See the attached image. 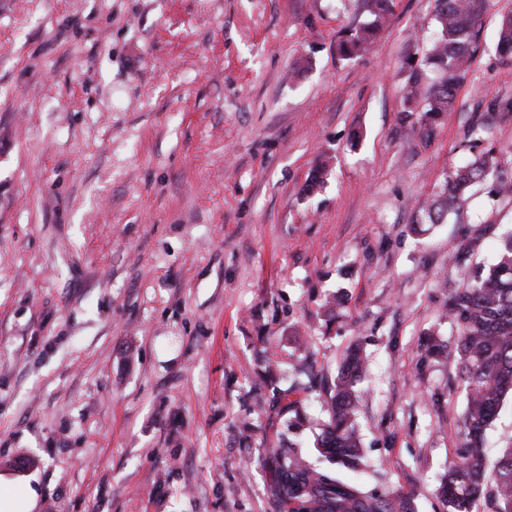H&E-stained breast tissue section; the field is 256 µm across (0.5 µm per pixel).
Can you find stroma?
<instances>
[{
    "mask_svg": "<svg viewBox=\"0 0 512 512\" xmlns=\"http://www.w3.org/2000/svg\"><path fill=\"white\" fill-rule=\"evenodd\" d=\"M434 0H394L374 45L336 42L364 0H0V476L37 512H272L268 449L312 466L348 347L362 440L348 480L446 512L466 389L451 293L494 264L512 196V0H487L453 110L421 138L407 56ZM473 250L454 256L463 239ZM277 382L263 384L265 366ZM299 400L287 428L274 389ZM512 446V397L488 429ZM488 180L492 181L491 192L495 196L512 194V180L505 181L498 176V163L491 151L479 155L469 165L457 170L449 180L446 177L440 195L424 210L418 224L440 223L450 212L461 206L469 187Z\"/></svg>",
    "mask_w": 512,
    "mask_h": 512,
    "instance_id": "1",
    "label": "stroma"
}]
</instances>
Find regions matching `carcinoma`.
<instances>
[{
	"label": "carcinoma",
	"mask_w": 512,
	"mask_h": 512,
	"mask_svg": "<svg viewBox=\"0 0 512 512\" xmlns=\"http://www.w3.org/2000/svg\"><path fill=\"white\" fill-rule=\"evenodd\" d=\"M438 37L422 53L421 64L436 78L426 91L419 121L422 138L432 134L433 119L452 109L465 82L474 52V30L484 0H434ZM392 0H366L371 20L336 42L345 60L358 57L373 43L392 10ZM497 50L512 57V14L502 17ZM492 181L491 192L512 194V180L498 176L492 152L476 157L445 180L440 195L424 210L418 223L438 224L465 201L469 187ZM447 313L459 326L457 358L466 385L467 405L462 418L463 441L457 460L448 467L440 492L448 512H473L487 490L483 462L484 439L505 397L512 394V234L506 236L496 262L478 274L473 283L448 299ZM359 350H348L330 388L329 422L315 448L329 467L315 469L288 454L284 448L270 452L271 494L276 512H412L410 501L398 495L369 489L342 477L340 469H355L361 459L354 426V387L363 372ZM280 391L273 407L279 414L301 419L297 401ZM495 512H512V447L495 463Z\"/></svg>",
	"instance_id": "carcinoma-1"
}]
</instances>
